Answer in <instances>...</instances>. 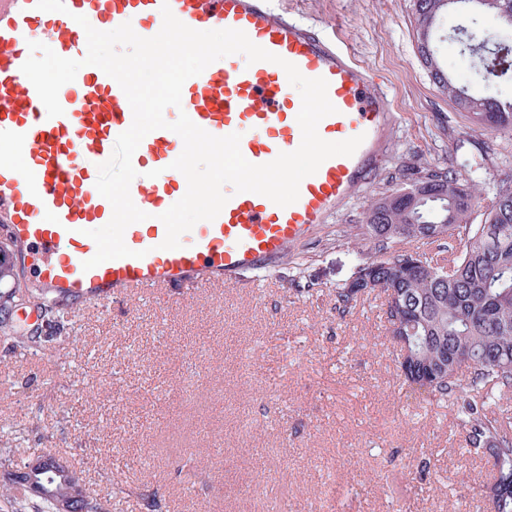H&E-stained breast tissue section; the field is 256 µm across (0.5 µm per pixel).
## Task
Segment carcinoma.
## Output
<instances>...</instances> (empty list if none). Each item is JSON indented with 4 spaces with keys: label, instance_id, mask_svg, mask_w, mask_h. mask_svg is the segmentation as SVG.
<instances>
[{
    "label": "carcinoma",
    "instance_id": "carcinoma-1",
    "mask_svg": "<svg viewBox=\"0 0 512 512\" xmlns=\"http://www.w3.org/2000/svg\"><path fill=\"white\" fill-rule=\"evenodd\" d=\"M471 18L497 29L492 44L477 42L462 29L457 56L466 67L485 73V89L472 91L442 65L434 37L443 17L455 10L449 0H414L416 36L424 37L418 53L440 91L481 126L512 130V0H468ZM477 198L476 184L454 170L430 171L381 195L364 213L358 231L374 247L375 258L357 267L351 282L336 289V312L351 313L365 295L384 299L389 332L398 348H407L399 363L404 382L448 401L465 430L470 448L485 450L492 478L485 485L489 512H512V416H503L499 401L512 393V185L496 194L484 223H469ZM451 239L448 264L439 265L424 248ZM416 242L415 250L399 248ZM21 299L39 308L41 325L18 333L11 310ZM70 307L49 289L17 283L0 290V338L19 352H41L62 344ZM50 333L43 332V328ZM38 463L37 490L6 472L0 497L14 512H110L109 504L86 487L83 470L36 450L17 460L15 450L0 448V468Z\"/></svg>",
    "mask_w": 512,
    "mask_h": 512
}]
</instances>
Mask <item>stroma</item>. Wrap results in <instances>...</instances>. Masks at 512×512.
Masks as SVG:
<instances>
[{"label": "stroma", "mask_w": 512, "mask_h": 512, "mask_svg": "<svg viewBox=\"0 0 512 512\" xmlns=\"http://www.w3.org/2000/svg\"><path fill=\"white\" fill-rule=\"evenodd\" d=\"M274 5L382 78L394 114L380 174L260 281L74 306L50 352L1 342L0 445L84 463L111 512H146V497L158 512H487L491 465L447 402L404 384L381 299L342 318L336 290L372 254L349 226L424 170L473 178L482 223L512 181V131L439 91L413 0Z\"/></svg>", "instance_id": "35a3bbf8"}]
</instances>
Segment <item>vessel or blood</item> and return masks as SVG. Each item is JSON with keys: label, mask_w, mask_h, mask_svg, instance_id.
Returning <instances> with one entry per match:
<instances>
[{"label": "vessel or blood", "mask_w": 512, "mask_h": 512, "mask_svg": "<svg viewBox=\"0 0 512 512\" xmlns=\"http://www.w3.org/2000/svg\"><path fill=\"white\" fill-rule=\"evenodd\" d=\"M61 12L37 9L36 0H0V228L17 244L36 249L43 284L70 299L101 300L115 291L199 281L229 287L247 274L269 269L289 245L327 223L339 204L351 200L377 170L386 151L392 104L372 74L349 50L318 31L290 21L269 0H64ZM188 27L236 29L280 63H247L230 55L186 80L181 106L190 120L215 136L240 133V150L254 164L295 151L302 140L297 121L302 101L288 87L283 62L308 78H324L334 114L318 125L327 141L362 137L353 155L325 160L299 185V197L281 207L265 196L235 192L211 221L182 234L181 248L162 249L166 229L160 214L187 191L185 176L172 169L183 150L167 129L148 133L132 157L130 184L144 221L128 226L125 244L136 257L83 264L96 253L83 234L88 224L108 223L111 203L97 188L99 164L107 161L133 113L119 84L98 67L79 70L58 99L63 115L48 117L37 91L22 73L29 42L48 45L64 58L87 53L77 23L84 16L100 31L131 23L136 34L155 36L162 5Z\"/></svg>", "instance_id": "b4317fda"}]
</instances>
